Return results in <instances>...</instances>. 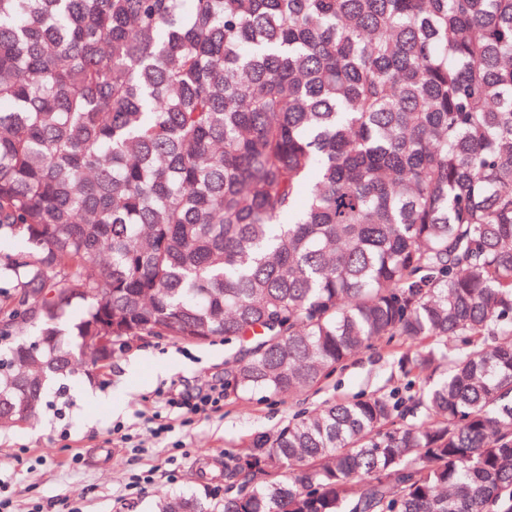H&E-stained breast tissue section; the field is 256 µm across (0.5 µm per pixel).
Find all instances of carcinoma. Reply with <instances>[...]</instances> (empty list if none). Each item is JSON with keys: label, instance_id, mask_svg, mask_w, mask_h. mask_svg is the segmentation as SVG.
<instances>
[{"label": "carcinoma", "instance_id": "cac0c4a2", "mask_svg": "<svg viewBox=\"0 0 512 512\" xmlns=\"http://www.w3.org/2000/svg\"><path fill=\"white\" fill-rule=\"evenodd\" d=\"M4 237L1 423L108 323L238 397L405 344L160 512H512V0H0Z\"/></svg>", "mask_w": 512, "mask_h": 512}]
</instances>
